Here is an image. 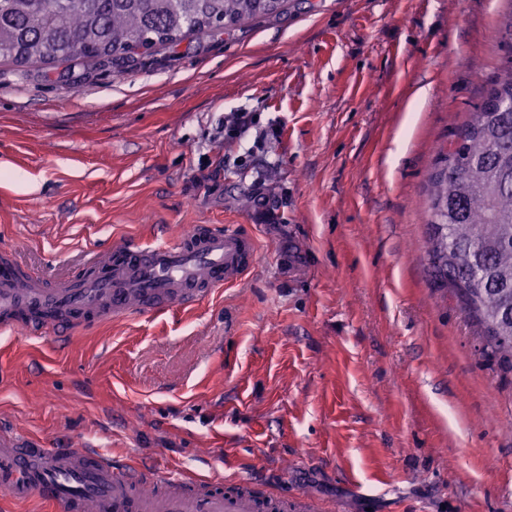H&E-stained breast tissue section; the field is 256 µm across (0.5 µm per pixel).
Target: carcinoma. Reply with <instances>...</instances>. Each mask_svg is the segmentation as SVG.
Here are the masks:
<instances>
[{
  "label": "carcinoma",
  "instance_id": "cac0c4a2",
  "mask_svg": "<svg viewBox=\"0 0 512 512\" xmlns=\"http://www.w3.org/2000/svg\"><path fill=\"white\" fill-rule=\"evenodd\" d=\"M285 0H0V60L22 66L116 64L277 14ZM428 178L427 255L512 369V58Z\"/></svg>",
  "mask_w": 512,
  "mask_h": 512
}]
</instances>
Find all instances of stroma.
I'll return each mask as SVG.
<instances>
[{
	"mask_svg": "<svg viewBox=\"0 0 512 512\" xmlns=\"http://www.w3.org/2000/svg\"><path fill=\"white\" fill-rule=\"evenodd\" d=\"M512 0H288L68 78L0 63V254L251 229L192 308L0 329V424L310 512H512V371L425 251L427 178L512 54ZM249 112L238 133L225 122Z\"/></svg>",
	"mask_w": 512,
	"mask_h": 512,
	"instance_id": "obj_1",
	"label": "stroma"
}]
</instances>
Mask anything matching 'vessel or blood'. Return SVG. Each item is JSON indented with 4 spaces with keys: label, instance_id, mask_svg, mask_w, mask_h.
Returning <instances> with one entry per match:
<instances>
[{
    "label": "vessel or blood",
    "instance_id": "obj_1",
    "mask_svg": "<svg viewBox=\"0 0 512 512\" xmlns=\"http://www.w3.org/2000/svg\"><path fill=\"white\" fill-rule=\"evenodd\" d=\"M258 246L246 231L195 224L175 241L136 239L92 252L73 276L50 281L33 267L0 261V327L50 329L66 339L77 327L115 317L194 306L242 280ZM151 473L119 464L84 442L46 448L0 426V491L15 501L38 499L58 512H264L263 499L216 480L170 481L155 495Z\"/></svg>",
    "mask_w": 512,
    "mask_h": 512
}]
</instances>
